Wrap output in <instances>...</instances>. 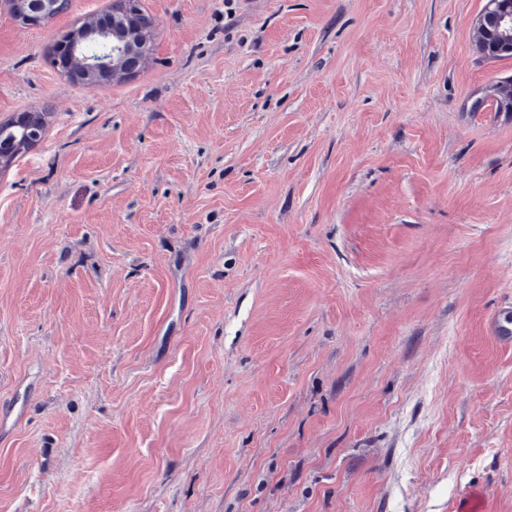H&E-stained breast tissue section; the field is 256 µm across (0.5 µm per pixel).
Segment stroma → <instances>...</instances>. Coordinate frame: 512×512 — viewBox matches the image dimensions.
<instances>
[{
    "label": "stroma",
    "instance_id": "obj_1",
    "mask_svg": "<svg viewBox=\"0 0 512 512\" xmlns=\"http://www.w3.org/2000/svg\"><path fill=\"white\" fill-rule=\"evenodd\" d=\"M486 0H141L87 89L0 0V512H512V57ZM483 12L475 21V28L485 34L480 51L485 55L494 49L512 48V2L511 0H487ZM44 117L40 112H27L21 114L9 129L0 133V167H4L8 158L17 149L19 140L14 138L10 132L12 129L24 131L27 140L24 142L36 141L41 134Z\"/></svg>",
    "mask_w": 512,
    "mask_h": 512
}]
</instances>
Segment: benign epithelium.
Listing matches in <instances>:
<instances>
[{
	"label": "benign epithelium",
	"instance_id": "benign-epithelium-1",
	"mask_svg": "<svg viewBox=\"0 0 512 512\" xmlns=\"http://www.w3.org/2000/svg\"><path fill=\"white\" fill-rule=\"evenodd\" d=\"M64 0H8L18 20L39 25L59 12ZM151 17L134 0H112V9L80 26L69 36L68 61L64 73L87 88L97 87L113 78L136 74L145 63ZM476 30L485 34L480 51L512 48V0H487L475 21ZM44 117L39 112L21 114L11 129L25 132L27 141L40 137ZM19 140L10 129L0 132V167L17 149Z\"/></svg>",
	"mask_w": 512,
	"mask_h": 512
}]
</instances>
